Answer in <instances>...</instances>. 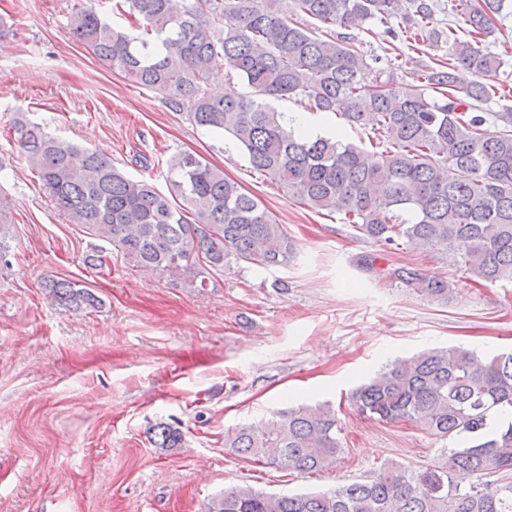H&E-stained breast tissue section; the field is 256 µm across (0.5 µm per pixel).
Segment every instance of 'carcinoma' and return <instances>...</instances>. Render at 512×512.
<instances>
[{"instance_id":"1","label":"carcinoma","mask_w":512,"mask_h":512,"mask_svg":"<svg viewBox=\"0 0 512 512\" xmlns=\"http://www.w3.org/2000/svg\"><path fill=\"white\" fill-rule=\"evenodd\" d=\"M508 0H451L469 40L433 26L430 0H115L71 17L77 41L112 72L160 92L195 125L228 134L252 169L307 207L344 215L379 253L359 265L387 283L437 303L448 280L412 264L378 266L400 250L453 251L473 282L512 284V111L486 112L481 76L501 66L483 46ZM399 18L415 43L443 39L448 69L421 86H397L399 55L368 61L336 28L362 29ZM250 89L233 98L208 91L219 70ZM299 99L373 134L371 148L309 136L271 100ZM18 143L51 202L99 241L85 256L102 269L111 257L136 268L182 276L196 288L217 272L245 265L285 267L295 243L262 202L197 153L172 161L174 195L134 179L98 152L64 142L20 119ZM49 295L74 310L98 297L68 280ZM358 414L411 421L436 441L444 463L416 470L384 463L368 479L285 495L231 487L207 512H512V351L481 357L461 347L433 348L383 367L350 397ZM328 406L275 411L258 425L224 434L237 456L285 471L315 473L343 453ZM180 429L157 423L156 448H176Z\"/></svg>"}]
</instances>
